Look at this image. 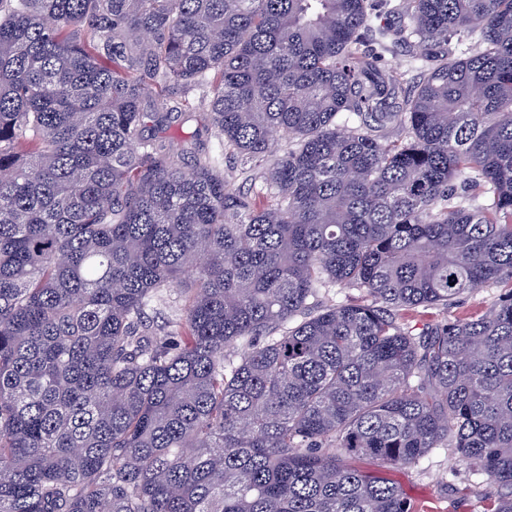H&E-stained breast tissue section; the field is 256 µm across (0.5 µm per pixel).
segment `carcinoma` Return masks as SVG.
Segmentation results:
<instances>
[{"label":"carcinoma","instance_id":"obj_1","mask_svg":"<svg viewBox=\"0 0 512 512\" xmlns=\"http://www.w3.org/2000/svg\"><path fill=\"white\" fill-rule=\"evenodd\" d=\"M504 281L512 0H0V512H415L368 467L448 446L512 512V290L396 323ZM378 50L382 54V64L385 69L397 76L404 83V87L414 89L421 78V69L415 61L396 48ZM510 285L500 283L481 288L474 297H464L446 306L418 307L412 310H401L397 314V323L405 328L419 332L428 323L455 321L483 314L499 299L508 293ZM368 299L366 293L358 288H343L336 285L335 287L322 289L313 302L318 303L319 306H327L334 303H357Z\"/></svg>","mask_w":512,"mask_h":512}]
</instances>
